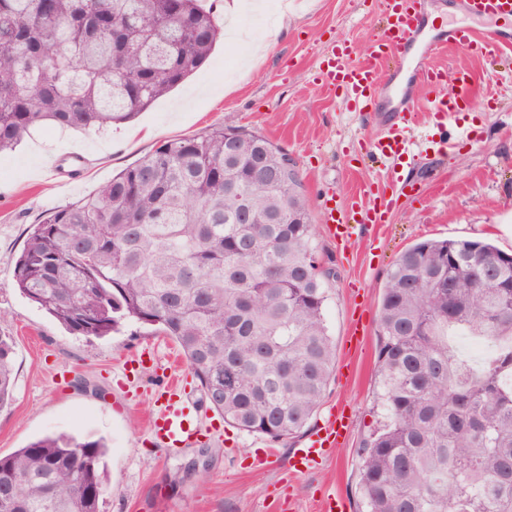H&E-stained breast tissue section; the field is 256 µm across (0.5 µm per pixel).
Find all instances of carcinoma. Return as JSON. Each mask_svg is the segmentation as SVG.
I'll list each match as a JSON object with an SVG mask.
<instances>
[{
    "label": "carcinoma",
    "instance_id": "1",
    "mask_svg": "<svg viewBox=\"0 0 512 512\" xmlns=\"http://www.w3.org/2000/svg\"><path fill=\"white\" fill-rule=\"evenodd\" d=\"M201 0H0V153L40 125L125 123L209 58ZM250 197L242 215L235 195ZM291 159L219 125L168 141L33 227L13 279L69 333L130 322L173 339L224 422L273 441L304 431L331 380L333 267L312 244ZM377 428L358 448L364 512H512V255L425 239L380 300ZM502 351L475 369L448 331ZM14 389L0 335V410ZM106 445L58 434L0 455V512H101Z\"/></svg>",
    "mask_w": 512,
    "mask_h": 512
}]
</instances>
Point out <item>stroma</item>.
I'll return each instance as SVG.
<instances>
[{"mask_svg":"<svg viewBox=\"0 0 512 512\" xmlns=\"http://www.w3.org/2000/svg\"><path fill=\"white\" fill-rule=\"evenodd\" d=\"M235 26L238 40L221 38L207 61L131 122L90 133L34 128L27 141L0 153V333L14 341V397L0 410V454L59 433L91 434L108 444V493L102 512H266L280 499L288 512H317L333 491L343 512H359L357 450L378 425L373 407L379 299L387 272L406 248L425 239L490 240L512 253V50L495 62L450 50L437 57L440 83L425 95L447 97L457 74L472 76V93L450 129L453 147L427 151L412 163L382 167L363 146L383 128L382 112H356L341 92L323 85L320 71L336 44L363 59L385 20L373 0H249ZM264 40L249 57L247 38ZM265 136L293 160L304 194L319 215L326 200L345 209L360 185L377 180L414 183L381 232L331 237L313 222L323 260L336 272L327 284L324 316L336 360L319 408L320 422L344 408V444L323 464L294 476L288 458L298 438L276 442L240 431L203 409L215 431L171 453L149 441L154 406L147 378L118 386L124 362L150 344L161 353L177 344L143 324H130L86 343L24 298L13 268L31 228L55 207L86 195L163 143L204 134L217 124ZM82 157L79 181L66 183L70 155ZM366 334L350 343V329Z\"/></svg>","mask_w":512,"mask_h":512,"instance_id":"35a3bbf8","label":"stroma"}]
</instances>
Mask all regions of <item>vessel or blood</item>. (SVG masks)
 <instances>
[{"instance_id": "1", "label": "vessel or blood", "mask_w": 512, "mask_h": 512, "mask_svg": "<svg viewBox=\"0 0 512 512\" xmlns=\"http://www.w3.org/2000/svg\"><path fill=\"white\" fill-rule=\"evenodd\" d=\"M456 4L464 15L483 20V27L451 25L429 36L425 33L422 0H380L386 26L373 40L368 57L356 61L343 52L330 53L321 74L325 85L344 89L359 109L380 105L399 115L398 121L370 144L369 153L374 160L387 162L412 155L406 127L425 107L416 93L417 87H432L441 80L440 70L432 63L436 54L452 47L493 60L504 49L512 48V0H456ZM457 81L458 94L441 99L436 105L437 111L448 117L457 112L460 101L467 99L471 76L459 73ZM397 201L396 193L372 183L351 198L344 212L326 207L323 221L345 238L362 226L387 223ZM157 401L158 411L150 426L154 438L167 450L194 444L200 434L198 410L183 398L176 382L159 381ZM347 427L345 415L331 414L322 426L301 440L298 448L291 450V473L314 470L329 449L342 445Z\"/></svg>"}]
</instances>
